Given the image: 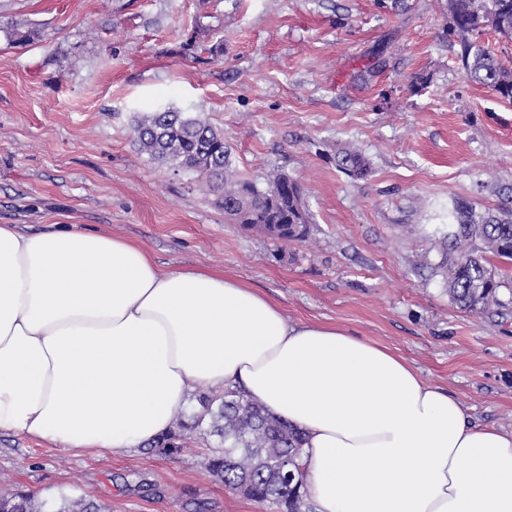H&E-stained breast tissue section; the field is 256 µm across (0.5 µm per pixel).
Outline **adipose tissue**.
<instances>
[{"label":"adipose tissue","mask_w":512,"mask_h":512,"mask_svg":"<svg viewBox=\"0 0 512 512\" xmlns=\"http://www.w3.org/2000/svg\"><path fill=\"white\" fill-rule=\"evenodd\" d=\"M234 385L305 432L316 512H512V431L389 349L118 235L0 224V430L143 448L196 387Z\"/></svg>","instance_id":"adipose-tissue-1"}]
</instances>
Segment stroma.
Returning <instances> with one entry per match:
<instances>
[{
  "label": "stroma",
  "mask_w": 512,
  "mask_h": 512,
  "mask_svg": "<svg viewBox=\"0 0 512 512\" xmlns=\"http://www.w3.org/2000/svg\"><path fill=\"white\" fill-rule=\"evenodd\" d=\"M38 30L7 39L11 20ZM218 54H185L187 38ZM448 0H0V224L143 244L162 271L236 278L289 325L330 324L406 359L472 423L512 430V265L500 307L452 304L437 225L458 197L512 199V104L466 79ZM173 107L224 136L239 176L304 187L305 241L231 223L193 174L139 152L134 119ZM345 145L371 175L336 166ZM215 437L74 456L0 432V489L104 512H277L206 468Z\"/></svg>",
  "instance_id": "stroma-1"
}]
</instances>
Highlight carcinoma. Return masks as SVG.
Returning a JSON list of instances; mask_svg holds the SVG:
<instances>
[{"instance_id": "obj_1", "label": "carcinoma", "mask_w": 512, "mask_h": 512, "mask_svg": "<svg viewBox=\"0 0 512 512\" xmlns=\"http://www.w3.org/2000/svg\"><path fill=\"white\" fill-rule=\"evenodd\" d=\"M449 32L460 47L459 60L465 76L512 102V69L502 65L479 41L486 30L512 39V0H448ZM9 40L31 42L38 33L23 22L4 28ZM139 151L176 170L195 175L199 184L217 196L220 206L234 205L244 214L242 227L259 229L274 239L301 241L307 230L303 190L294 180L277 176L264 190L241 178L232 168L224 136L201 115L170 108L147 112L136 120ZM336 166L348 176L365 179L371 172L366 156L345 146L336 153ZM442 238L456 245L439 265L448 296L460 309L484 312L502 305V282L489 268L487 254L512 260V210L478 214L465 200L451 199L448 225L437 229ZM202 411L180 427L217 436L221 447L211 449L209 472L227 487H246V496L275 503L283 512H311L310 491L302 458L305 433L281 416L250 399L239 386L226 387L220 396L202 395ZM183 436L167 432L155 447L172 454L183 448ZM288 459L294 479L279 477V462ZM0 512H102L83 496L61 499L55 508L46 501L19 490L0 492Z\"/></svg>"}]
</instances>
